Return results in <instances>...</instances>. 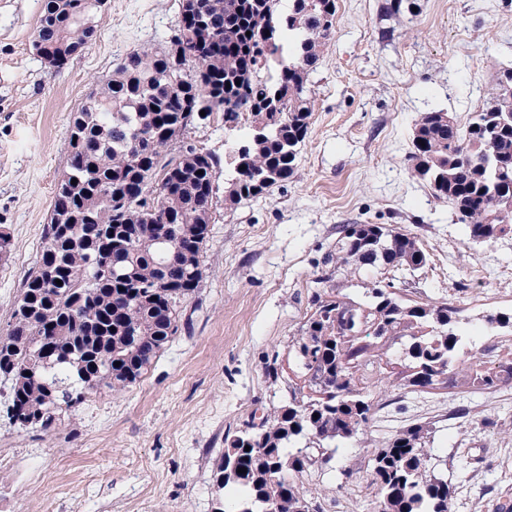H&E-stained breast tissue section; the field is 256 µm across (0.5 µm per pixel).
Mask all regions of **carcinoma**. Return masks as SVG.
Wrapping results in <instances>:
<instances>
[{
  "instance_id": "carcinoma-1",
  "label": "carcinoma",
  "mask_w": 512,
  "mask_h": 512,
  "mask_svg": "<svg viewBox=\"0 0 512 512\" xmlns=\"http://www.w3.org/2000/svg\"><path fill=\"white\" fill-rule=\"evenodd\" d=\"M83 0H44L36 29L48 65L61 68L95 34L98 8ZM195 37L206 42L193 59L169 44L133 51L96 83L74 113L67 169L43 228L40 258L29 272L0 337V380L8 384V423L49 432L77 403L134 384L180 327L179 304L196 291L212 221L217 159L188 145L166 150L201 113L224 114L230 128L252 116L244 139L225 156L233 178L229 199L257 198L294 174L312 114L308 76L333 36L336 0H190ZM512 71L498 78L487 106L461 127L450 112L420 113L411 174L438 200L453 205L475 243L512 234ZM194 237L186 265L163 254ZM56 260L48 286L45 259ZM408 233L383 224H344L336 255L324 257L320 288L292 347L288 402L256 424L224 437L213 469L215 512H322L300 481L326 448L354 438L392 401L371 387L397 385L427 393L452 385L454 371L475 358L448 303L404 299L397 285L428 265ZM349 269L380 279L356 302L325 288ZM488 335L512 329V312L487 317ZM392 336L407 338L398 362L375 350ZM507 344L483 345L486 365L474 370L479 390L512 384ZM120 365H115V362ZM431 427L410 425L373 449L369 487L385 512H447L448 480L419 476L432 457ZM250 450H245V447ZM246 472L240 473L238 469Z\"/></svg>"
}]
</instances>
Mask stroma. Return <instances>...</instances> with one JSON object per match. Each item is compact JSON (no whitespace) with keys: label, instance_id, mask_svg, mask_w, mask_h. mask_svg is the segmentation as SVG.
Returning <instances> with one entry per match:
<instances>
[{"label":"stroma","instance_id":"stroma-1","mask_svg":"<svg viewBox=\"0 0 512 512\" xmlns=\"http://www.w3.org/2000/svg\"><path fill=\"white\" fill-rule=\"evenodd\" d=\"M384 0H337L335 36L308 77L309 131L288 181L260 198L217 196L204 248V278L180 305L186 325L147 372L122 392L96 394L54 431H23L0 417V452L15 477L0 478L7 512H214L212 470L224 437L252 412L288 397L265 367L293 358L324 257L343 224H384L410 233L429 255L409 298L460 309L480 333L488 315L512 309V235L468 240L450 204L409 173L420 113L444 110L468 125L497 76L512 70V0H414L384 16ZM43 0H0V229L12 239L0 261V335L42 246L55 188L67 168L71 118L93 80L129 52L174 35L180 0H108L97 35L67 66L33 46ZM222 114L170 145L223 157L238 141ZM403 413L375 416L330 461L304 477L323 512H373L367 460L403 427H433V460L420 474H446L448 512H489L512 491V388L476 391L467 378ZM474 417L452 416L458 404Z\"/></svg>","mask_w":512,"mask_h":512}]
</instances>
